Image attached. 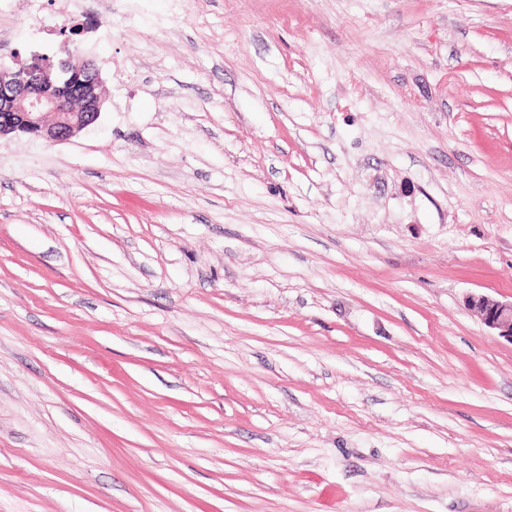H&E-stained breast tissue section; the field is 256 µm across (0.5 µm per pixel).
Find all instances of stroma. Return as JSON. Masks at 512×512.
Segmentation results:
<instances>
[{
  "instance_id": "1",
  "label": "stroma",
  "mask_w": 512,
  "mask_h": 512,
  "mask_svg": "<svg viewBox=\"0 0 512 512\" xmlns=\"http://www.w3.org/2000/svg\"><path fill=\"white\" fill-rule=\"evenodd\" d=\"M98 121L0 137V512H512V0H0ZM466 305L479 315L487 328L512 343V300L503 302L483 294H470Z\"/></svg>"
}]
</instances>
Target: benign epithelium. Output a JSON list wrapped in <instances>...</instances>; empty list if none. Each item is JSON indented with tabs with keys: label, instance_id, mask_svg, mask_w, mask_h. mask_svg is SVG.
I'll return each instance as SVG.
<instances>
[{
	"label": "benign epithelium",
	"instance_id": "obj_1",
	"mask_svg": "<svg viewBox=\"0 0 512 512\" xmlns=\"http://www.w3.org/2000/svg\"><path fill=\"white\" fill-rule=\"evenodd\" d=\"M74 56L72 51L55 63L34 58L15 69L0 68V136L23 134L57 143L71 139L98 120L103 104L100 72L87 60L73 63ZM63 73L71 75L77 84L75 96L60 98L35 91ZM466 305L487 328L512 342V300L503 302L471 294Z\"/></svg>",
	"mask_w": 512,
	"mask_h": 512
}]
</instances>
